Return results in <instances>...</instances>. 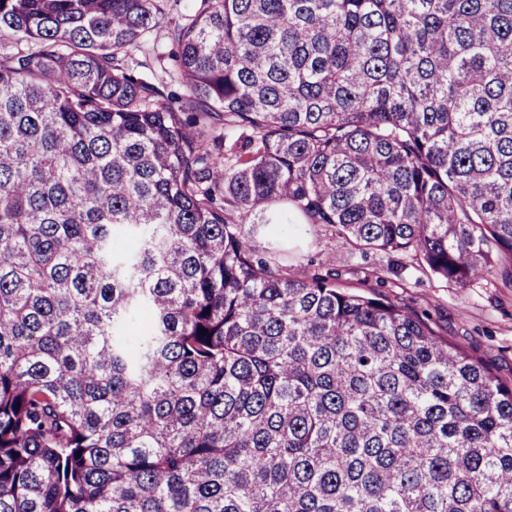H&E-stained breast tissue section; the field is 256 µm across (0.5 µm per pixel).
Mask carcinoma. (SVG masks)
Masks as SVG:
<instances>
[{
  "instance_id": "obj_1",
  "label": "carcinoma",
  "mask_w": 512,
  "mask_h": 512,
  "mask_svg": "<svg viewBox=\"0 0 512 512\" xmlns=\"http://www.w3.org/2000/svg\"><path fill=\"white\" fill-rule=\"evenodd\" d=\"M190 2L0 0V512H512V384L253 241L512 285V0ZM189 0H181L178 6H174L173 1H165L164 8L165 14L161 20V23L157 26V28L152 32L150 36V43L155 40V42L166 48V31L170 24H174L175 21H181L182 16L187 13L186 8Z\"/></svg>"
}]
</instances>
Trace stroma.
Segmentation results:
<instances>
[{"label":"stroma","mask_w":512,"mask_h":512,"mask_svg":"<svg viewBox=\"0 0 512 512\" xmlns=\"http://www.w3.org/2000/svg\"><path fill=\"white\" fill-rule=\"evenodd\" d=\"M258 246L277 245L296 271H335L338 287L356 293L374 290L415 310L448 341L480 356L504 381L512 383V288L498 280L461 287L423 272L402 253L352 250L337 256L330 227L297 225L294 233L272 239L266 229Z\"/></svg>","instance_id":"stroma-1"}]
</instances>
